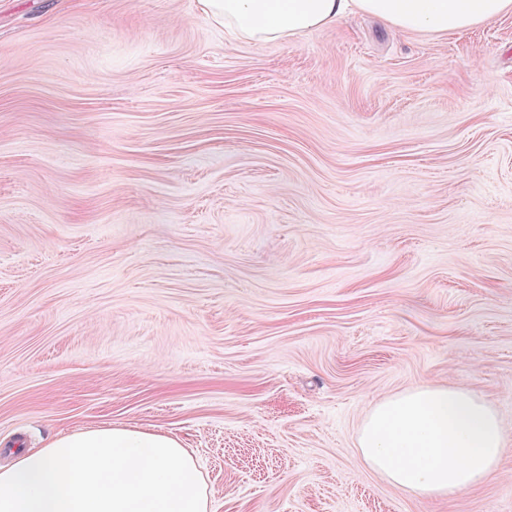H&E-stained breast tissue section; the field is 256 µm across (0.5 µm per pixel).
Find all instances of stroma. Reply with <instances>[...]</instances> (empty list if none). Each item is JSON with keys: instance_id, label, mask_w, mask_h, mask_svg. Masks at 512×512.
Returning <instances> with one entry per match:
<instances>
[{"instance_id": "1", "label": "stroma", "mask_w": 512, "mask_h": 512, "mask_svg": "<svg viewBox=\"0 0 512 512\" xmlns=\"http://www.w3.org/2000/svg\"><path fill=\"white\" fill-rule=\"evenodd\" d=\"M422 384L512 439V14L229 39L198 0H0V451L188 448L215 512H512L361 461Z\"/></svg>"}]
</instances>
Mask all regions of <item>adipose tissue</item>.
Here are the masks:
<instances>
[{
	"label": "adipose tissue",
	"mask_w": 512,
	"mask_h": 512,
	"mask_svg": "<svg viewBox=\"0 0 512 512\" xmlns=\"http://www.w3.org/2000/svg\"><path fill=\"white\" fill-rule=\"evenodd\" d=\"M235 39L292 41L354 13L399 30L448 34L512 12V0H199ZM363 463L424 499L495 476L508 444L494 405L463 386L423 385L368 410L357 435ZM0 512H209L196 462L172 436L99 427L19 450L0 466Z\"/></svg>",
	"instance_id": "adipose-tissue-1"
}]
</instances>
